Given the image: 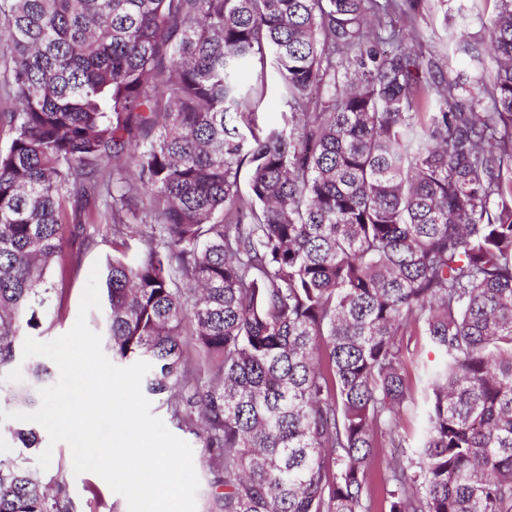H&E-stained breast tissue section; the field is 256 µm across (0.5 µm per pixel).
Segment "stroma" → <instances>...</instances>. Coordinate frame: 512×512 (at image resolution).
I'll return each instance as SVG.
<instances>
[{"label":"stroma","mask_w":512,"mask_h":512,"mask_svg":"<svg viewBox=\"0 0 512 512\" xmlns=\"http://www.w3.org/2000/svg\"><path fill=\"white\" fill-rule=\"evenodd\" d=\"M495 0H420L416 21L407 40L409 47H421L425 58L431 59L436 71L443 76L464 75L470 78L480 76L491 80L496 61L490 53H482L479 59L470 60L458 55L454 40L458 32H465L470 40L481 43L487 39V25L495 14ZM248 85L255 87L258 101L255 120L263 129L285 128L289 112L276 89L274 68H267L264 78L248 76ZM88 243L75 240L71 249L79 251L81 265L72 276L66 292L62 312H47L43 324V340L50 341L67 333L78 317L83 290L94 264L104 263L112 253V229L105 217H98L96 223L88 225ZM151 412L162 419L168 430L193 448V462L199 478L196 495V512H211L214 497L218 492L215 485L216 471L203 457L199 440L191 427L173 417L170 408L159 398H151ZM51 448L52 459L42 477L44 481L64 480L78 512H128L125 498L115 492L97 474L86 472L74 475L72 453L67 444H50L48 438H41L40 446L24 451L27 465L37 467L42 448Z\"/></svg>","instance_id":"1"}]
</instances>
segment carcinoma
I'll return each mask as SVG.
<instances>
[{
	"mask_svg": "<svg viewBox=\"0 0 512 512\" xmlns=\"http://www.w3.org/2000/svg\"><path fill=\"white\" fill-rule=\"evenodd\" d=\"M497 2L487 83L437 82L402 44L418 0H0V391L23 333L62 312L69 242L103 207L108 350L149 363L145 391L199 429L220 512H374L380 455L388 512H512V0ZM268 58L299 139L253 119L243 76ZM413 334L439 356L415 448ZM189 348L206 381L185 397ZM28 372L12 398L33 406L51 372ZM0 512L76 505L0 452ZM369 488L379 504L383 502L387 490L390 489L388 470L383 462H378L369 475Z\"/></svg>",
	"mask_w": 512,
	"mask_h": 512,
	"instance_id": "1",
	"label": "carcinoma"
}]
</instances>
